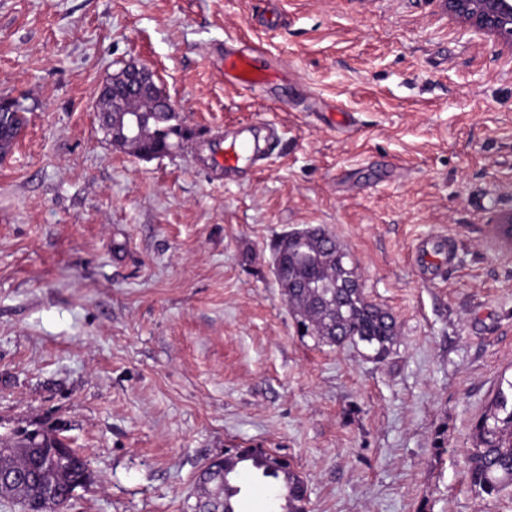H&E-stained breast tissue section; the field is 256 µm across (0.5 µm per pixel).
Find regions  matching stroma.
<instances>
[{
  "label": "stroma",
  "instance_id": "35a3bbf8",
  "mask_svg": "<svg viewBox=\"0 0 512 512\" xmlns=\"http://www.w3.org/2000/svg\"><path fill=\"white\" fill-rule=\"evenodd\" d=\"M260 47L265 88L224 81ZM149 65L179 148L114 146L93 105ZM0 432L60 427L92 473L67 512H195L201 467L287 459L309 512H512L466 477L474 419L512 375V56L438 0H0ZM354 126L328 125L332 112ZM271 125L223 178L224 127ZM330 230L396 321L384 359L301 336L275 279L286 232ZM442 237L444 278L411 253ZM242 512H281L242 474ZM16 106L12 99H0V158L8 155L22 129L27 123L26 110L19 107L14 112H8Z\"/></svg>",
  "mask_w": 512,
  "mask_h": 512
}]
</instances>
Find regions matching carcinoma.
Returning <instances> with one entry per match:
<instances>
[{"mask_svg": "<svg viewBox=\"0 0 512 512\" xmlns=\"http://www.w3.org/2000/svg\"><path fill=\"white\" fill-rule=\"evenodd\" d=\"M27 123L22 107L0 115V158L8 155ZM174 124L180 134L178 115L144 113V148L157 142L158 127ZM274 264L280 269L283 295L299 326L315 342L340 347L362 345L377 358L385 356L398 337L393 317L368 301L360 287L359 274L337 249L329 231L306 230L294 236L284 234L274 245ZM59 429L39 426L16 429L0 435V471L20 477L0 483V499L16 503L23 512H64L68 489L91 482L84 458L75 450L55 462L48 458L56 448H66ZM243 457L232 456L225 463L210 464L200 475L205 497L218 494L227 512H237L241 487L236 479L244 468L261 472L279 486L281 508L286 512H307L303 478L288 460L265 451L264 460L254 459L250 449ZM467 476L480 495H497L512 488V378H502L492 399L474 423L472 446L467 449Z\"/></svg>", "mask_w": 512, "mask_h": 512, "instance_id": "1", "label": "carcinoma"}]
</instances>
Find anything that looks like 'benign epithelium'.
<instances>
[{
  "label": "benign epithelium",
  "instance_id": "benign-epithelium-1",
  "mask_svg": "<svg viewBox=\"0 0 512 512\" xmlns=\"http://www.w3.org/2000/svg\"><path fill=\"white\" fill-rule=\"evenodd\" d=\"M448 19L461 35H479L493 39L512 55V0H439ZM154 72L145 64L135 63L126 69L123 81L112 90V111L119 113L117 130L129 141H137L142 113L172 112L173 105L165 94L147 96ZM488 223L495 234L512 247V209L493 214Z\"/></svg>",
  "mask_w": 512,
  "mask_h": 512
}]
</instances>
